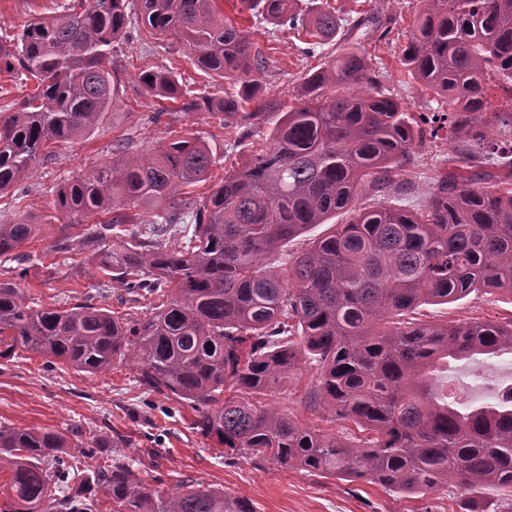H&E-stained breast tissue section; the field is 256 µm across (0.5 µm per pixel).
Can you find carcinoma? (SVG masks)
Masks as SVG:
<instances>
[{"instance_id": "carcinoma-1", "label": "carcinoma", "mask_w": 512, "mask_h": 512, "mask_svg": "<svg viewBox=\"0 0 512 512\" xmlns=\"http://www.w3.org/2000/svg\"><path fill=\"white\" fill-rule=\"evenodd\" d=\"M127 0H64L5 43L0 74L36 83L0 113V195L30 192L37 159L91 134L119 101L115 42L130 26ZM219 0H135L148 36L168 37L211 77L239 86L220 97L187 91L172 71H144L146 92L181 100L180 110L223 116L265 113L257 79L267 58L251 30ZM402 50L412 77L452 106L431 122L448 127L456 171L434 178L426 204L412 210L356 205L372 193L404 194L399 176L427 136L366 56L348 50L303 78L295 105L267 141L212 181L210 148L190 134L165 137L139 154L112 145V162L66 178L54 206L69 223L50 246L84 251L128 293L153 298L119 315L88 296L65 307L32 301L16 280H0V360L23 347L78 371L115 360L138 368L150 394L192 408L193 428L224 455L270 458L282 466L365 480L411 497L456 481L467 490L512 494V394L465 399L438 380L451 360L512 352L507 324H425L409 315L484 290L512 294V109L495 111L487 86H512V0H420ZM261 17L311 37L303 53L336 39L342 18L291 0H238ZM252 104L255 110L245 111ZM505 169L481 185L475 168ZM210 183L204 196L176 200L183 184ZM151 199L162 220L130 215L82 221ZM191 212L185 242L169 244ZM338 214L287 273L267 266L290 240ZM25 218L0 224V256L33 239ZM119 239L113 244L111 240ZM313 368L307 397L332 420L359 432L348 442L307 426L255 397L286 381L301 360ZM238 392L224 397L226 389ZM105 464L93 466L95 453ZM139 442L121 434L89 443L49 428L0 425V512H94L99 490L112 512H251L239 498L189 481L163 494L140 476Z\"/></svg>"}]
</instances>
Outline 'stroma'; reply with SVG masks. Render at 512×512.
<instances>
[{"mask_svg": "<svg viewBox=\"0 0 512 512\" xmlns=\"http://www.w3.org/2000/svg\"><path fill=\"white\" fill-rule=\"evenodd\" d=\"M57 0H0V31L14 34L30 19L53 14ZM345 17L373 13L389 15L393 23L385 37H368L349 32L325 44L322 55L308 57L301 51L303 36L297 31L264 22L256 27L253 39L267 57V71L261 77L267 86L270 106L254 128L257 139H268L281 113L293 104L301 79L317 69L326 54L354 47L371 66L380 70L383 83L398 95L415 119H422L438 105L433 93L408 74L400 63L402 49L420 10L419 0H327ZM131 40L117 45V65L122 100L108 113L94 132L72 144L59 147L55 162H37L30 181L32 190L25 201L0 197V216L31 215L40 230L21 246L25 254L24 277L20 282L30 298L45 306L76 303L86 296L104 293L106 307L126 312L129 308L123 286L98 272L91 261L77 255L64 259L49 246L61 226L55 217V191L64 178L79 173L89 163L112 158V142L123 137L137 151L147 150L164 135L165 129L194 134L210 147L215 163L213 176L248 155L249 146L238 141L235 124H223L218 117L194 112L170 115L169 126L149 124L160 106L159 100L138 85L142 70L167 66L194 92L214 88V82L194 65L188 53H167L162 42L150 38L138 25H131ZM446 132H438L426 142L417 160L406 167L402 180L416 202H426L433 179L445 169L451 157ZM418 319L431 324L512 318V295L472 292L445 305H424ZM137 369L114 362L106 371L89 374L66 364H47L39 354L19 350L10 361L0 363V424L17 429L50 427L78 432L82 441L112 431L133 436L153 456L143 457L144 477L160 491L169 493L183 481H195L248 501L252 512H487L484 497L457 483L436 492L406 498L384 488L344 477L281 466L262 458L225 457L223 447L193 430L195 414L177 398L150 395L139 387ZM310 377L299 369L278 389L264 395L265 403L288 413L299 422L343 436L354 435L352 426L331 421L324 409H311L305 395ZM441 380L459 387L464 397L487 396L488 385L512 383V357H482L474 362L452 363Z\"/></svg>", "mask_w": 512, "mask_h": 512, "instance_id": "stroma-1", "label": "stroma"}]
</instances>
